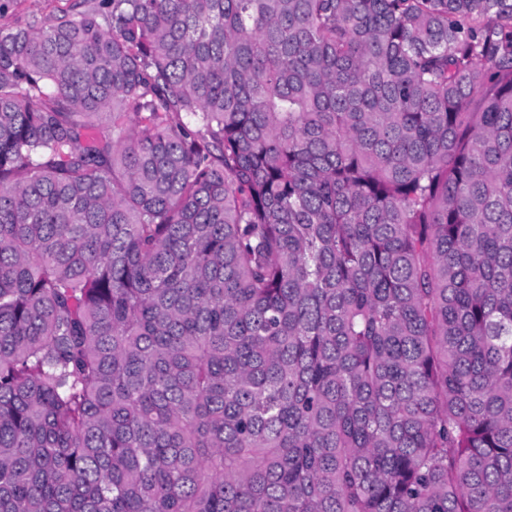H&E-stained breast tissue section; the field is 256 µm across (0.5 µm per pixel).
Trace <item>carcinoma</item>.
Returning <instances> with one entry per match:
<instances>
[{"mask_svg":"<svg viewBox=\"0 0 512 512\" xmlns=\"http://www.w3.org/2000/svg\"><path fill=\"white\" fill-rule=\"evenodd\" d=\"M0 512H512V0L0 28Z\"/></svg>","mask_w":512,"mask_h":512,"instance_id":"obj_1","label":"carcinoma"}]
</instances>
